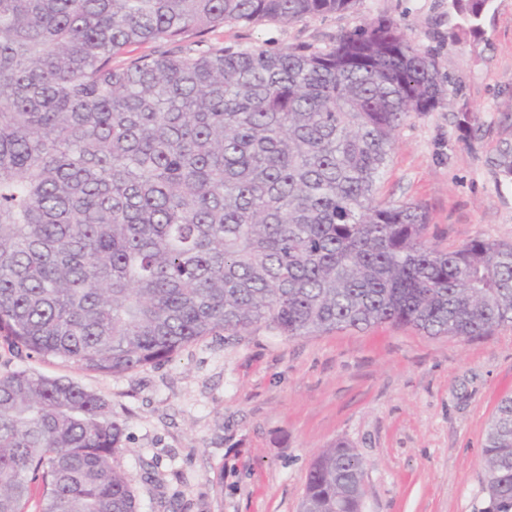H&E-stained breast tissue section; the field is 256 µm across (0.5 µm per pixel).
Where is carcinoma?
I'll list each match as a JSON object with an SVG mask.
<instances>
[{
  "mask_svg": "<svg viewBox=\"0 0 512 512\" xmlns=\"http://www.w3.org/2000/svg\"><path fill=\"white\" fill-rule=\"evenodd\" d=\"M352 0H0V339L121 374L265 322L288 337L379 324L429 336L512 325V245L425 240L377 199L396 135L448 95L392 22L329 50L232 49L226 24ZM488 0H452L480 34ZM170 48L127 56L143 43ZM125 423L94 392L0 375V512H138L113 464ZM482 512H512V396L483 448ZM364 461H312L307 512H361Z\"/></svg>",
  "mask_w": 512,
  "mask_h": 512,
  "instance_id": "1",
  "label": "carcinoma"
}]
</instances>
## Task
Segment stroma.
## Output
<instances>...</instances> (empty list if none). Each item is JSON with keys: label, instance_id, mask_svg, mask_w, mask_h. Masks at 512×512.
Listing matches in <instances>:
<instances>
[{"label": "stroma", "instance_id": "stroma-1", "mask_svg": "<svg viewBox=\"0 0 512 512\" xmlns=\"http://www.w3.org/2000/svg\"><path fill=\"white\" fill-rule=\"evenodd\" d=\"M385 17L450 74L446 104L399 130L379 198L427 207L429 244L482 236L512 244V0H489L480 36L450 0H354L293 23L228 24L235 48L333 47ZM25 368L102 396L125 421L114 464L139 512H298L308 468L339 441L365 461L362 512H480L483 444L512 395V326L433 337L388 324L286 337L268 324L209 336L172 358L121 373L27 356L0 340V375Z\"/></svg>", "mask_w": 512, "mask_h": 512}]
</instances>
